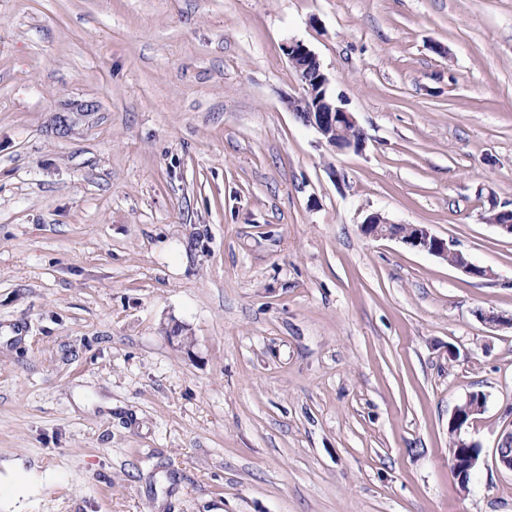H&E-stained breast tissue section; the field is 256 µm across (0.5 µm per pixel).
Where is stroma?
<instances>
[{
    "label": "stroma",
    "mask_w": 512,
    "mask_h": 512,
    "mask_svg": "<svg viewBox=\"0 0 512 512\" xmlns=\"http://www.w3.org/2000/svg\"><path fill=\"white\" fill-rule=\"evenodd\" d=\"M291 40L362 151L289 109ZM494 202L512 0H0V460L59 475L29 512H512ZM361 231L376 240H395L405 247L428 253L476 279H491L493 271L488 267L478 266L455 246L433 234L425 224H395L380 213L368 215L361 223ZM477 396H478L477 392H474V394L472 395L473 400ZM485 404H486V396H485V398H483L479 395L477 400L474 401L472 403V405L466 409L467 416L465 419H463L459 415V411L461 410V407L458 406L455 409V411L451 417L449 425L455 427V433L457 435H460L462 430H464L466 427H468L471 424V422L474 420L475 415L480 414L484 410ZM474 448H480V446L473 441L459 437L457 449L452 453L451 471L461 488L467 486L471 472L479 461Z\"/></svg>",
    "instance_id": "35a3bbf8"
}]
</instances>
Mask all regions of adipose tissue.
Returning <instances> with one entry per match:
<instances>
[{
	"label": "adipose tissue",
	"mask_w": 512,
	"mask_h": 512,
	"mask_svg": "<svg viewBox=\"0 0 512 512\" xmlns=\"http://www.w3.org/2000/svg\"><path fill=\"white\" fill-rule=\"evenodd\" d=\"M56 482L54 470L25 469L18 460L0 462V512H26Z\"/></svg>",
	"instance_id": "obj_1"
}]
</instances>
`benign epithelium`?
Wrapping results in <instances>:
<instances>
[{"label":"benign epithelium","instance_id":"1","mask_svg":"<svg viewBox=\"0 0 512 512\" xmlns=\"http://www.w3.org/2000/svg\"><path fill=\"white\" fill-rule=\"evenodd\" d=\"M285 52L289 64L302 83L301 96L290 102V108L297 118L304 125L313 128L335 150L362 151L365 137L360 134L357 120L343 106L342 100L329 93L330 79L321 69L316 54L297 40L288 41ZM483 220L512 236V208H492L483 216ZM361 231L369 238L395 240L411 250L438 257L472 278L494 277L490 268L472 263L462 251L456 249L451 242L433 234L425 224H395L380 213H372L361 223ZM485 404L486 399L478 397L466 409L467 416L464 418L459 415V411H454L450 425L455 427V433L461 434L474 420V416L484 410ZM476 447L477 443L460 437L457 439V449L452 453L451 471L463 488L469 483L471 472L479 461ZM498 465L512 473V432L506 434L499 444Z\"/></svg>","mask_w":512,"mask_h":512}]
</instances>
